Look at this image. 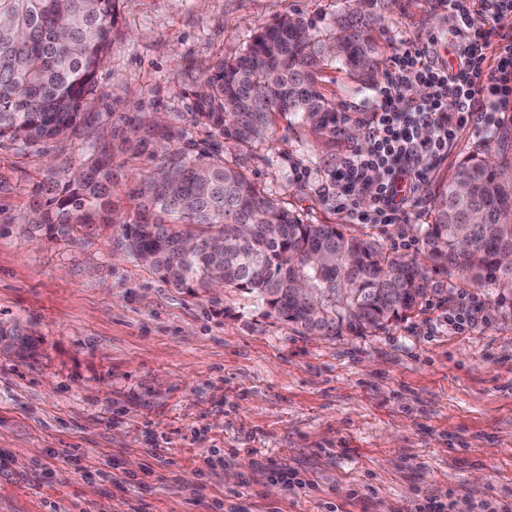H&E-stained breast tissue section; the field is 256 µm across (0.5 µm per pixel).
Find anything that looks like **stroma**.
Wrapping results in <instances>:
<instances>
[{
    "label": "stroma",
    "mask_w": 512,
    "mask_h": 512,
    "mask_svg": "<svg viewBox=\"0 0 512 512\" xmlns=\"http://www.w3.org/2000/svg\"><path fill=\"white\" fill-rule=\"evenodd\" d=\"M342 0H120L100 99L88 116L118 144L161 115L189 138L199 72L233 57L281 16L322 30ZM376 35L383 58L402 39L448 58L455 20L440 0H391ZM336 109L368 115L373 89L333 66ZM495 149L512 160V122L487 139L466 128L419 183L403 224H352L327 173L341 151L277 116L248 174L308 224H342L390 256L419 254L420 225L457 164ZM89 148L70 138L0 148V322L38 341L0 355V512H502L512 508V303L430 275L411 317L367 336H301L249 294L193 298L127 251L120 225L76 239L25 232L50 173ZM119 155L112 204L154 167ZM477 305L473 325L454 317Z\"/></svg>",
    "instance_id": "35a3bbf8"
}]
</instances>
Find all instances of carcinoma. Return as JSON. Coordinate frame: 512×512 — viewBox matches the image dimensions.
I'll list each match as a JSON object with an SVG mask.
<instances>
[{"label": "carcinoma", "instance_id": "1", "mask_svg": "<svg viewBox=\"0 0 512 512\" xmlns=\"http://www.w3.org/2000/svg\"><path fill=\"white\" fill-rule=\"evenodd\" d=\"M367 0L345 3L329 28L302 18L264 26L230 60L203 71L194 89L192 122L201 143L159 117L145 135L153 170L128 193L134 222L122 225L128 250L170 286L197 298L219 288L251 294L267 312L303 335L334 338L386 329L407 318L429 292V270L495 288L512 302V174L486 151L458 164L422 225L420 257L385 256L379 243L340 224H306L245 173L256 142L290 114L319 138L336 140V104L320 72L336 63L364 85L378 75L380 45ZM118 0H0V144L25 151L87 130L96 74L112 42ZM238 155L228 163L224 151ZM115 149L104 146L77 171L52 173L44 201L27 224L47 237L71 238L112 221ZM0 339L27 358L36 349L24 325L0 323Z\"/></svg>", "mask_w": 512, "mask_h": 512}]
</instances>
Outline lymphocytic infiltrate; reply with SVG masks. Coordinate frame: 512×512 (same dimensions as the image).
I'll use <instances>...</instances> for the list:
<instances>
[{
    "label": "lymphocytic infiltrate",
    "mask_w": 512,
    "mask_h": 512,
    "mask_svg": "<svg viewBox=\"0 0 512 512\" xmlns=\"http://www.w3.org/2000/svg\"><path fill=\"white\" fill-rule=\"evenodd\" d=\"M465 47L456 64L435 60L406 39L375 87L363 121L364 144L348 143L330 169L336 203L353 224H403L418 183L442 161L467 125L493 137L512 108V36L488 20L512 12V0H447ZM419 97H411L413 86Z\"/></svg>",
    "instance_id": "lymphocytic-infiltrate-1"
}]
</instances>
